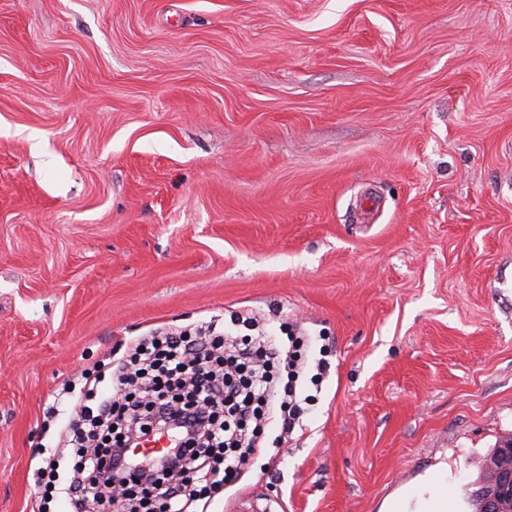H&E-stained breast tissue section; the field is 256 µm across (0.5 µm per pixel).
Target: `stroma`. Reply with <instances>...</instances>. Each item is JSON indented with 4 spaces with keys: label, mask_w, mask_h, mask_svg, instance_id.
<instances>
[{
    "label": "stroma",
    "mask_w": 512,
    "mask_h": 512,
    "mask_svg": "<svg viewBox=\"0 0 512 512\" xmlns=\"http://www.w3.org/2000/svg\"><path fill=\"white\" fill-rule=\"evenodd\" d=\"M240 312L305 331L313 400L208 512L473 494L512 434V0H0V512L83 372Z\"/></svg>",
    "instance_id": "35a3bbf8"
}]
</instances>
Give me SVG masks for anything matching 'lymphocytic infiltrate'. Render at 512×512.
Listing matches in <instances>:
<instances>
[{
  "label": "lymphocytic infiltrate",
  "instance_id": "1",
  "mask_svg": "<svg viewBox=\"0 0 512 512\" xmlns=\"http://www.w3.org/2000/svg\"><path fill=\"white\" fill-rule=\"evenodd\" d=\"M300 342L292 332L282 347L263 331L239 343L217 331L205 341L185 331L139 340L113 368L111 393L72 413L65 442L77 453L69 478L60 479L50 457L44 474L59 482L70 512H87L90 502L107 507L97 483L107 457L87 452L89 435L121 433L127 422L144 436L170 431L168 470L152 458L130 460L121 448L107 459L130 481L154 473L150 486L160 512H188L202 492L223 489L247 464L259 446L260 423L276 417L289 432L299 423Z\"/></svg>",
  "mask_w": 512,
  "mask_h": 512
}]
</instances>
